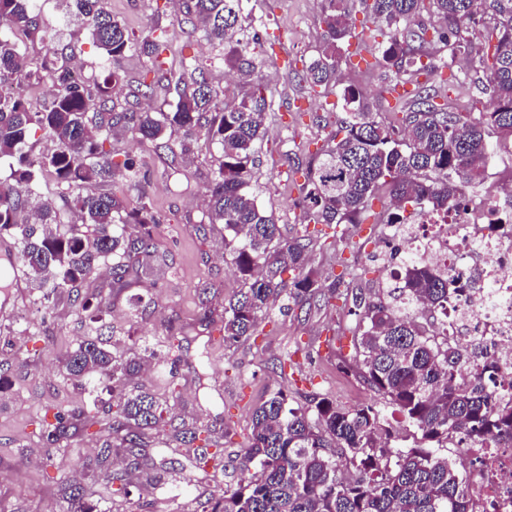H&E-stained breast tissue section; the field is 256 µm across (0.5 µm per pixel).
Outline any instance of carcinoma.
<instances>
[{
	"label": "carcinoma",
	"mask_w": 512,
	"mask_h": 512,
	"mask_svg": "<svg viewBox=\"0 0 512 512\" xmlns=\"http://www.w3.org/2000/svg\"><path fill=\"white\" fill-rule=\"evenodd\" d=\"M86 20L105 64L117 67L129 53L163 73L161 54L166 26L152 20L150 33L135 36L104 7V0H71ZM343 0H325L320 22L323 41L303 76L311 90L331 92L351 32L341 11ZM192 34L214 48L224 65L247 77L231 102L212 84L209 68L191 56L182 61L177 98L166 110H137L130 98L148 96L150 85L121 94L111 76L90 81L77 77L70 58L54 49L30 56L36 45L51 44L57 34L42 22L37 0H0V161L9 175L0 181V234L17 239L18 266L45 290L44 300L78 303L92 322L105 305L81 285L99 265L111 263L112 282L129 288L154 280L161 271L152 259V225L157 219L134 162L116 172L98 146V138L123 131L170 149L182 133L181 153L191 154L200 139L221 148V160L207 192V218L224 225V248L241 280L235 300L224 308V341L253 335L277 298L295 305L329 302L324 284L307 270L313 246L309 238L281 237L272 216L263 214L253 192L256 146L265 134L266 87L255 77L256 46L240 37L242 0H183ZM368 17L383 40L370 37L379 65L395 83L411 85L397 97L401 124L379 123L345 90L346 116L330 143L305 165L303 207L313 224H323L343 241L347 224L359 223L381 190L394 201L385 223L393 224L406 206L446 212L461 208L459 185L484 180L491 158L485 138L492 127L512 137V0H371ZM430 14L441 22L425 27ZM495 20L492 37L477 51L484 88L496 105L477 118L452 112L435 101L434 84L443 68L425 62V47L445 41L452 55H467L469 27L479 15ZM451 82L464 83L469 71L450 70ZM42 91L34 107L13 85ZM40 130L53 147L36 153L31 131ZM51 178L59 201L44 200L39 189ZM57 224L67 231H54ZM141 234L127 239L125 228ZM297 272L292 283L286 270ZM349 314L359 334L354 374L383 396L412 431L410 445L393 446L387 415L373 405L347 407L315 396L292 407L279 388L256 407L244 464L236 482L219 496L199 503L196 512H473L472 483L444 451L448 445L512 443V382L497 385L496 366L487 361L479 373L464 377L475 352L448 336V278L410 253L401 270L371 295L352 294ZM136 356L125 359L104 347L101 338L80 342L65 360L68 375L80 382L100 374L114 382L132 376ZM166 408L154 395L130 391L116 404L77 408L59 414L47 440L59 444L76 431L100 425L120 440L133 465L157 475L173 461L157 459L148 431L164 421ZM111 448L86 463L104 472L106 485L126 489L128 472L110 467ZM224 461V449L196 455L195 469L207 474ZM68 512H95L87 492L63 490Z\"/></svg>",
	"instance_id": "obj_1"
}]
</instances>
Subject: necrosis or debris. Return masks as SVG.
<instances>
[{"mask_svg":"<svg viewBox=\"0 0 512 512\" xmlns=\"http://www.w3.org/2000/svg\"><path fill=\"white\" fill-rule=\"evenodd\" d=\"M491 199L466 201L438 214L424 207L405 211L393 237L417 247L425 264L456 287L448 299V334L457 342H482L495 360L498 379L512 378V307L489 309L483 289L512 293V227ZM474 461V512H512V446L467 448Z\"/></svg>","mask_w":512,"mask_h":512,"instance_id":"necrosis-or-debris-1","label":"necrosis or debris"}]
</instances>
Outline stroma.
<instances>
[{"label": "stroma", "instance_id": "stroma-1", "mask_svg": "<svg viewBox=\"0 0 512 512\" xmlns=\"http://www.w3.org/2000/svg\"><path fill=\"white\" fill-rule=\"evenodd\" d=\"M106 8L136 34L148 28L154 12H164L162 58L172 74L181 72L184 57L195 55L205 62L215 54L206 42L190 41L191 26L181 0H106ZM243 8L245 33L259 41L256 63L272 88L267 133L258 145V204L274 217L284 237L312 238L309 267L322 282L341 278L367 291L378 287L386 279L383 266L400 262L397 243L379 246L384 227L378 219L389 207L388 193L374 201L362 225L352 227L347 242H336L325 238L319 225L305 220L299 167L335 131L343 114L344 89L358 91L382 124L396 120L397 101L375 56L362 43L368 34L365 7L361 0H345L353 36L336 88L328 94L303 90L297 78L322 43L319 18L324 0H244ZM121 82L126 87L153 84L155 107L176 97L174 86L156 82L148 64L135 54L124 60ZM488 139L498 150L474 195L499 197L508 206L512 143H505L493 128ZM104 148L115 161L132 159L146 176V192L157 218L153 252L162 272L156 281L132 290L112 287L103 267L87 281V288L99 293L109 307L103 338L114 355L144 357L137 384L172 406L176 425L198 430L201 438L188 447L171 431L151 432L153 447L172 457L174 467L157 482L142 470H130L125 496L106 492L103 475L83 465L107 439L100 427L58 445L48 444L47 428L57 414L96 397L116 401L122 391L97 374L85 387L69 379L65 358L86 337L89 324L76 306H45L41 291L23 283L7 303L9 317H0V512H65L62 490L70 485L93 490L96 512H130L133 503L137 512H193L197 500L221 494L231 481L238 454L249 443L253 410L274 389L288 391L299 403L309 394L344 406L383 402L349 369L358 341L345 289H338L329 304L306 311L272 308L253 336L224 341V308L242 283L224 253L223 225L209 223L205 216L206 188L221 155L218 145L201 141L192 154L184 155L122 134L105 141ZM135 293L148 300L147 308L131 305ZM174 328L190 336L178 358L170 350ZM200 336L209 339L206 349L198 347ZM191 362L201 366L203 383L189 375ZM207 437L223 438L224 464L197 481L194 460Z\"/></svg>", "mask_w": 512, "mask_h": 512}]
</instances>
